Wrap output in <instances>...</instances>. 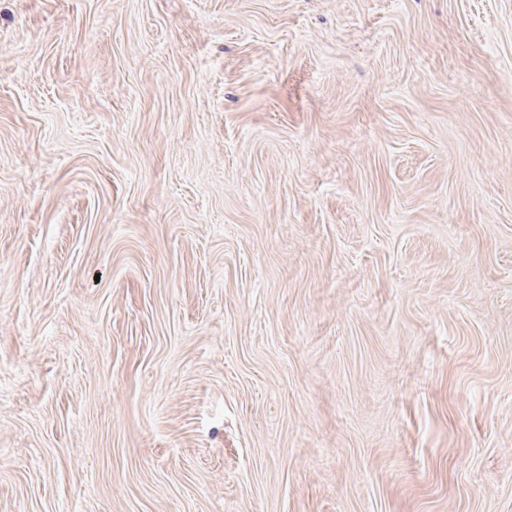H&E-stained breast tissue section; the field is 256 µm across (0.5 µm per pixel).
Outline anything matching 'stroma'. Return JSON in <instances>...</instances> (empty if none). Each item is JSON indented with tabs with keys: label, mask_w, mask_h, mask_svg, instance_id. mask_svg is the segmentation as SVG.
<instances>
[{
	"label": "stroma",
	"mask_w": 512,
	"mask_h": 512,
	"mask_svg": "<svg viewBox=\"0 0 512 512\" xmlns=\"http://www.w3.org/2000/svg\"><path fill=\"white\" fill-rule=\"evenodd\" d=\"M0 512H512V0H0Z\"/></svg>",
	"instance_id": "35a3bbf8"
}]
</instances>
